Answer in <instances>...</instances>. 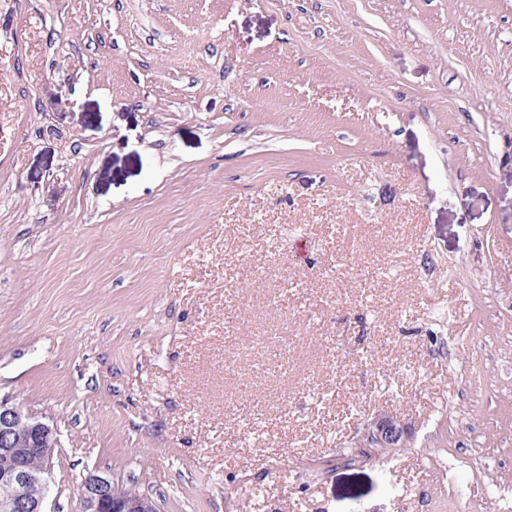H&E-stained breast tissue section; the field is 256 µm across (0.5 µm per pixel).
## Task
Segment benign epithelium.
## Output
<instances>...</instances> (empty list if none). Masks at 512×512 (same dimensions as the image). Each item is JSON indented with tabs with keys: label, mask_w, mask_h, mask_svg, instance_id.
<instances>
[{
	"label": "benign epithelium",
	"mask_w": 512,
	"mask_h": 512,
	"mask_svg": "<svg viewBox=\"0 0 512 512\" xmlns=\"http://www.w3.org/2000/svg\"><path fill=\"white\" fill-rule=\"evenodd\" d=\"M379 448H403L408 441L404 426L394 417L378 420L370 429ZM57 427L29 416L23 408L0 399V484L14 489L5 512H45ZM40 486L39 495L30 486ZM80 512H158L149 496L124 489L104 475L89 474L80 492Z\"/></svg>",
	"instance_id": "1"
}]
</instances>
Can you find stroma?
<instances>
[{"label":"stroma","instance_id":"1","mask_svg":"<svg viewBox=\"0 0 512 512\" xmlns=\"http://www.w3.org/2000/svg\"><path fill=\"white\" fill-rule=\"evenodd\" d=\"M1 398L49 512H512V0H0ZM369 431L377 448L372 440H369L368 433L364 432L357 444L356 441L354 442V448H347L337 459L345 460L351 457L347 460V465H351L357 461L356 458L371 460L372 458L386 457L395 453V448L405 447L409 439L404 426L393 416L378 420ZM356 448L358 450L354 454ZM80 512H158L149 496L115 485L104 475L89 474L80 492Z\"/></svg>","mask_w":512,"mask_h":512}]
</instances>
